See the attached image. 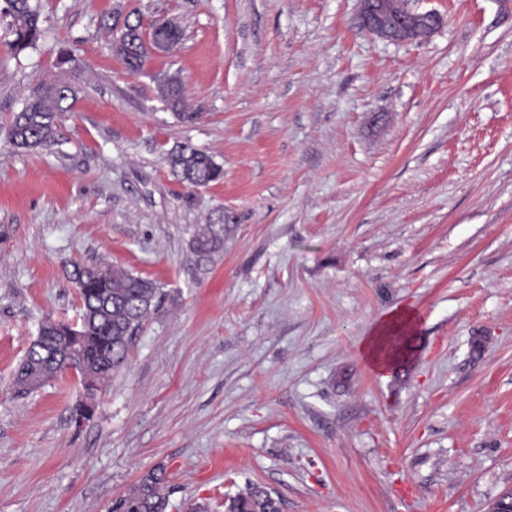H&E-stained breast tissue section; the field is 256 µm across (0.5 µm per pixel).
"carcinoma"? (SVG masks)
<instances>
[{
  "label": "carcinoma",
  "mask_w": 512,
  "mask_h": 512,
  "mask_svg": "<svg viewBox=\"0 0 512 512\" xmlns=\"http://www.w3.org/2000/svg\"><path fill=\"white\" fill-rule=\"evenodd\" d=\"M0 15L10 18L13 52L33 47L41 39L39 12L31 0H0ZM139 28L140 24L125 19L119 38L110 46L132 74L144 71L149 59L138 36ZM180 37L181 32L166 22L153 30L156 41L177 42ZM56 66L64 73L77 69L76 49L59 48ZM158 94L180 121L191 123L200 118V112L188 107L182 86L175 80L160 85ZM75 97V87L62 79L34 89L28 111L15 113L9 126L13 145L32 152L56 143L60 137L59 118L70 108L67 101ZM167 162L172 175L192 188H206L223 176V167L212 155L188 142L176 144L167 153ZM226 230L224 214L217 213L209 224L192 234L189 249L197 266H207L224 250ZM72 281L78 290L77 327L73 329L65 321L43 323V339L29 346L13 377V387L19 394L39 389L58 378L70 361L83 388V400L74 408V419L88 420L95 408L87 401L93 400L103 382L123 365L135 335L160 311L163 293L157 282L110 264L77 265ZM165 480L163 467L142 476L131 492L116 502L113 512H165ZM229 512H278V507L267 492L254 488L233 498Z\"/></svg>",
  "instance_id": "obj_1"
}]
</instances>
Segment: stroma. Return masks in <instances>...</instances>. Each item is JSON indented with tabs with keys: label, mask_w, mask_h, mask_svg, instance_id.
<instances>
[{
	"label": "stroma",
	"mask_w": 512,
	"mask_h": 512,
	"mask_svg": "<svg viewBox=\"0 0 512 512\" xmlns=\"http://www.w3.org/2000/svg\"><path fill=\"white\" fill-rule=\"evenodd\" d=\"M38 3L19 56L0 18V512H112L160 465L166 512L255 486L279 512H490L512 488V0H411L443 22L400 44L359 0ZM118 10L172 19L177 53L127 73L100 26ZM63 45L62 136L17 150ZM174 73L195 124L158 97ZM181 142L223 180H176ZM219 211L202 269L188 242ZM100 262L168 298L78 426L74 374L11 379ZM393 309L416 326L382 373L361 341Z\"/></svg>",
	"instance_id": "35a3bbf8"
}]
</instances>
